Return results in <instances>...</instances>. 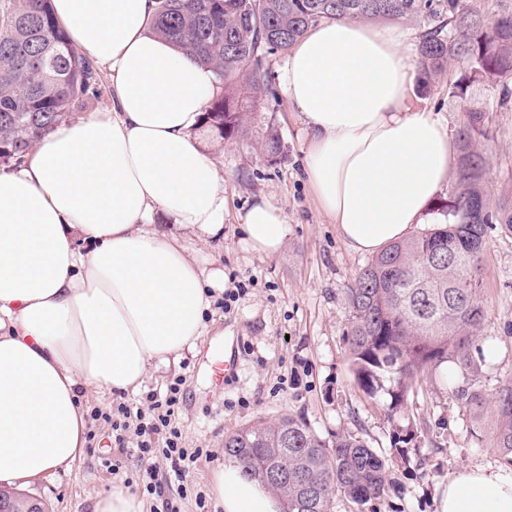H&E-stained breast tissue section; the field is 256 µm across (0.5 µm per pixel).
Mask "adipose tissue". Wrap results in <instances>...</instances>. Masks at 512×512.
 Wrapping results in <instances>:
<instances>
[{
	"label": "adipose tissue",
	"instance_id": "ef3b65f1",
	"mask_svg": "<svg viewBox=\"0 0 512 512\" xmlns=\"http://www.w3.org/2000/svg\"><path fill=\"white\" fill-rule=\"evenodd\" d=\"M75 44L107 68L110 110L56 125L0 170V488L84 455V399L136 391L202 335L224 273L188 240L224 235V176L196 135L218 95L206 65L154 34L156 0H53ZM418 72L399 26L327 20L281 74L303 117L305 173L344 243L376 253L432 224L456 161L447 122L410 105ZM168 229H161L159 221ZM244 246L277 254L281 211L252 204ZM224 512H280L239 469H217ZM438 512H512V467H463Z\"/></svg>",
	"mask_w": 512,
	"mask_h": 512
}]
</instances>
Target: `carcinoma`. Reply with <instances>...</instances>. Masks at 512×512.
<instances>
[{
	"label": "carcinoma",
	"mask_w": 512,
	"mask_h": 512,
	"mask_svg": "<svg viewBox=\"0 0 512 512\" xmlns=\"http://www.w3.org/2000/svg\"><path fill=\"white\" fill-rule=\"evenodd\" d=\"M411 20L426 27L419 45L418 87L448 75L463 97L475 82L512 102V10L488 18L472 0H157L153 33L209 66L224 93L204 112V125L226 139L245 131L244 102L268 91L267 54L287 51L323 20ZM458 64L461 75L450 73ZM101 77L75 49L52 0H0V162L23 161L59 121L97 96ZM489 116L467 112L455 139L459 157L453 197L441 224L394 242L372 257L348 288L346 344L359 387L389 395L401 409L422 374L452 366L473 376L485 360L477 345L487 310L481 299L488 234L512 232V190L490 199L482 144ZM448 389L512 461V378L492 397L448 377ZM415 433L398 427L392 447L403 459ZM224 463L264 484L281 512H331L336 495L364 506L386 497L385 461L362 437L325 440L300 416L257 421L224 437ZM274 471L288 482L267 480Z\"/></svg>",
	"instance_id": "carcinoma-1"
}]
</instances>
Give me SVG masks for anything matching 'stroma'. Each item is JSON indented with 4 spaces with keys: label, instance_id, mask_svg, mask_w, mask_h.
<instances>
[{
    "label": "stroma",
    "instance_id": "obj_1",
    "mask_svg": "<svg viewBox=\"0 0 512 512\" xmlns=\"http://www.w3.org/2000/svg\"><path fill=\"white\" fill-rule=\"evenodd\" d=\"M286 58L280 51L268 55L269 91L249 107L245 135L224 140L198 132L224 172V238L193 243L191 252L223 269L225 288L240 285L242 294L228 308L223 291L213 292L204 315L206 334L196 349L184 352L178 363L149 371L141 393H162L181 381L176 424L184 447L203 450L204 456L187 491L169 463L156 460L155 475L164 490L162 496L143 497V512H164L167 500L180 512H199V494L209 512H223L213 491V472L224 462L225 435L288 414L302 416L326 439L343 431L358 434L386 460L393 485L384 499L360 507L339 495L332 512H436L439 495L456 470L500 465L504 458L489 435L472 437L470 417L449 390L446 371L418 379L395 423L386 415L388 396L369 397L357 385L345 344L347 290L369 257L347 247L308 189L302 116L279 81ZM411 103L440 112L454 128L467 110L488 112L493 136L485 142L487 190L495 197L512 188V104L497 106L487 86H473L462 98L450 96L444 78L428 92H412ZM271 129L281 141V157L274 163L262 149ZM261 199L281 209L288 224L284 244L273 256L242 244L240 217ZM482 276L488 309L483 334L494 344L495 355L482 362L473 381L490 395L512 377V234H490ZM220 333L233 340L237 371L219 388L203 355ZM399 423L413 424L416 433L404 461L393 457L391 448ZM114 463L119 466L115 472L110 469ZM137 471L134 447H111L107 429L100 428L71 470L39 480L24 493L49 503L51 512H92L98 497Z\"/></svg>",
    "mask_w": 512,
    "mask_h": 512
}]
</instances>
